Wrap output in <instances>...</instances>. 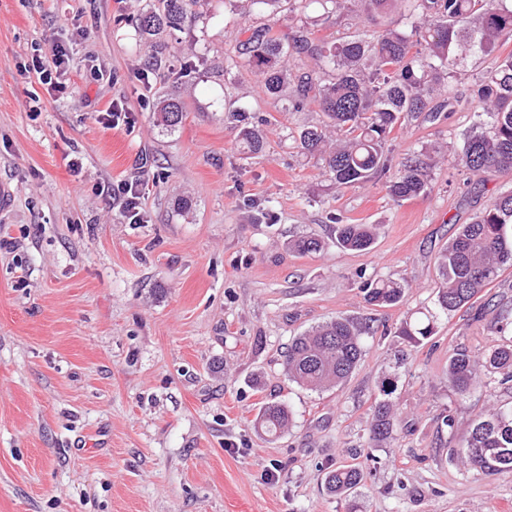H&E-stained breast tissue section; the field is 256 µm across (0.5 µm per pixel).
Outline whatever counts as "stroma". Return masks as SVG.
Wrapping results in <instances>:
<instances>
[{
    "label": "stroma",
    "mask_w": 512,
    "mask_h": 512,
    "mask_svg": "<svg viewBox=\"0 0 512 512\" xmlns=\"http://www.w3.org/2000/svg\"><path fill=\"white\" fill-rule=\"evenodd\" d=\"M154 2L0 0V180L16 189L0 212V512H512V470L448 459L490 402L512 405V390L462 397L448 382L453 349L480 358L503 343L512 267L437 313L430 338L399 333L434 311L437 257L460 225L512 189V175L458 161L476 112H447L439 95L436 114L390 134L391 167L428 165L426 194L395 202L382 178L336 189L296 141L322 121L316 106L283 111L245 67L224 78L249 25L291 22L199 0L196 22L158 51L134 24ZM298 17L328 40L352 21L319 0ZM57 43L62 93L24 70ZM510 52L512 39L467 58L450 90L472 94ZM152 56L161 67L140 80ZM168 95L184 104L171 129L153 112ZM118 97L133 127L99 123ZM232 108L263 120L262 155L242 150ZM138 175L143 221L131 224L112 189ZM340 222L376 225L372 249H337ZM302 235L325 250L293 251ZM379 277L404 283L401 303L367 305L361 286ZM339 316L371 328L348 381L316 393L289 380V341ZM388 378L406 423L378 446L367 428ZM272 401L293 414L277 438L254 426ZM368 455L379 466L349 500L326 494L327 471Z\"/></svg>",
    "instance_id": "1"
}]
</instances>
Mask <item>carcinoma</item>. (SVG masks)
Returning <instances> with one entry per match:
<instances>
[{"label": "carcinoma", "mask_w": 512, "mask_h": 512, "mask_svg": "<svg viewBox=\"0 0 512 512\" xmlns=\"http://www.w3.org/2000/svg\"><path fill=\"white\" fill-rule=\"evenodd\" d=\"M248 15L255 5L273 13H295L303 0H230ZM368 14H378L392 5L408 20L410 30L388 29L369 37L355 31L338 41L318 39L298 26L292 39L271 34L259 26L237 49L240 61H231L224 73L237 63L254 70L266 91L280 96L288 80L289 63L296 71L295 95L287 110L301 111L313 104L324 120L299 133L301 147L320 154L325 172L336 187L363 184L390 175L388 191L397 202L424 194L429 174L420 163H406L390 173L384 148L392 131L409 117L429 112L430 95L441 79L451 77L462 63L475 55L490 54L512 37V0H362ZM196 0H160V6L137 18L139 34L157 39L192 20ZM318 61L331 69L323 78L305 60ZM487 120L476 126L462 149V160L479 174L493 170L512 174V53L486 71L474 91ZM161 122L177 126L184 105L166 99L159 109ZM230 117L243 124L241 140L249 154L264 149L262 134L249 126L246 112L231 111ZM336 245L345 250L365 251L376 238L373 224H344L335 219ZM292 248L300 254L317 253L324 244L313 236L297 239ZM512 266V192L492 198L469 224L461 225L437 261L436 305L454 312L468 304ZM365 301L386 307L400 303L405 286L394 279L363 283ZM435 315L409 317L401 334L418 342L433 334ZM367 324L337 317L293 338L285 356L288 377L310 391L337 387L351 376L364 351ZM487 372L500 376L499 383L512 382V337L484 356ZM448 379L454 390L467 394L478 383L476 360L466 350L454 351L448 359ZM385 399L374 406L369 426L370 440L391 437L401 417L386 396L391 384L383 383ZM292 410L284 403L265 405L255 427L269 437L288 429ZM448 458L459 459L482 473L512 470V407L494 405L480 414L459 448L448 449ZM377 464L368 455L357 464H343L328 471L326 490L345 499L363 480L366 469Z\"/></svg>", "instance_id": "obj_1"}]
</instances>
